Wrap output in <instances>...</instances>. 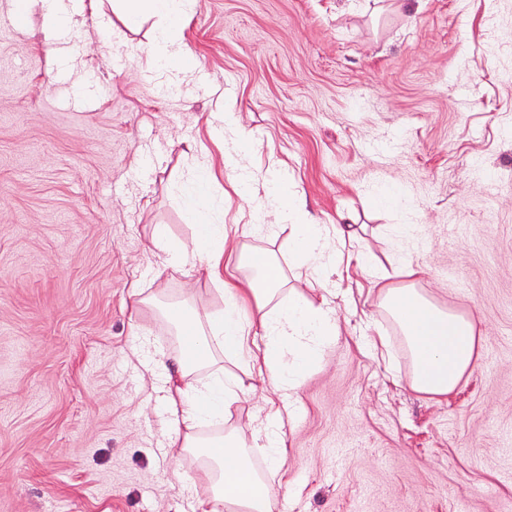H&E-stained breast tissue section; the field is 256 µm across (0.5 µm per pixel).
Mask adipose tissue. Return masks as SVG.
Masks as SVG:
<instances>
[{"instance_id": "obj_1", "label": "adipose tissue", "mask_w": 512, "mask_h": 512, "mask_svg": "<svg viewBox=\"0 0 512 512\" xmlns=\"http://www.w3.org/2000/svg\"><path fill=\"white\" fill-rule=\"evenodd\" d=\"M188 0H117L123 22L135 28L145 15L159 18L161 28L150 44V60L180 72L194 62L182 41V26ZM271 205L284 221L294 224L288 239L293 261L312 276L335 265L338 251L330 240L356 238L349 224H322L306 209L298 195L282 191ZM196 235L192 245L202 256L200 265L209 279L223 278L222 260L227 233L211 224L202 211L191 209ZM238 266L246 277L243 286L226 284L224 309L203 314L187 312L182 303L163 307L162 315L176 336L192 332L197 345L196 360H188L184 348L162 355L157 364L164 372V391L170 404L169 429L173 444L200 451L213 465L212 495L199 500L195 512H277V499L269 486L270 476L280 472L286 453L283 416L272 409L256 429L251 445L232 434L201 437L199 428L223 417L230 405L247 389L233 373L217 363L218 356H233L249 363L271 386L290 395L306 380L312 365L336 336V316L326 297L310 298L288 289V278L273 251L248 247L239 254ZM397 276L402 285L378 277L373 285L381 304L405 337L415 391L444 396L460 385L477 360L481 332L468 315L443 309L423 296L413 280L418 271L400 263ZM262 339L249 348V337ZM263 456L267 474L251 467L252 456Z\"/></svg>"}]
</instances>
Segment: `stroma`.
Here are the masks:
<instances>
[{
  "instance_id": "obj_1",
  "label": "stroma",
  "mask_w": 512,
  "mask_h": 512,
  "mask_svg": "<svg viewBox=\"0 0 512 512\" xmlns=\"http://www.w3.org/2000/svg\"><path fill=\"white\" fill-rule=\"evenodd\" d=\"M0 29V512H193L211 494L172 447L159 305L224 306L155 244L191 242L184 206L288 261L289 227L253 210L282 183L323 224H357L322 277L338 334L285 421L279 512H512V0H193L181 75L148 63L158 20ZM245 131L238 140L237 131ZM422 268L418 289L474 316L477 364L448 398L410 386L403 335L367 259ZM156 296L136 307L133 284ZM249 395L212 437L244 444L277 394Z\"/></svg>"
}]
</instances>
